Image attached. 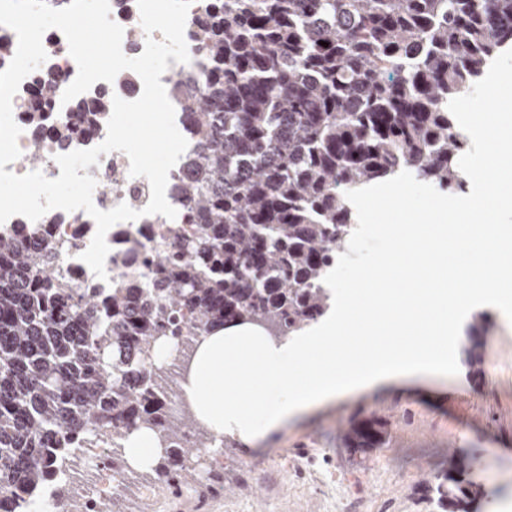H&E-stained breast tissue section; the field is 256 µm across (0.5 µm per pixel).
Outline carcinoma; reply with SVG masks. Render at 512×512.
<instances>
[{
	"instance_id": "obj_1",
	"label": "carcinoma",
	"mask_w": 512,
	"mask_h": 512,
	"mask_svg": "<svg viewBox=\"0 0 512 512\" xmlns=\"http://www.w3.org/2000/svg\"><path fill=\"white\" fill-rule=\"evenodd\" d=\"M198 24L205 63L178 87L197 128L178 189L191 223L164 227L148 283L96 288L63 272L62 247L0 230V512L66 496L56 471L77 439L121 472L123 438L151 429L152 479L195 475L213 437L174 410L194 345L240 322L291 337L326 313L355 229L345 192L403 170L464 189L447 104L512 48V0H211ZM82 113L88 133L106 123L107 94ZM488 332L484 314L466 330L475 373ZM385 434L354 418L342 440L364 457ZM434 478L439 512H481L464 460Z\"/></svg>"
}]
</instances>
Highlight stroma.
<instances>
[{
	"instance_id": "35a3bbf8",
	"label": "stroma",
	"mask_w": 512,
	"mask_h": 512,
	"mask_svg": "<svg viewBox=\"0 0 512 512\" xmlns=\"http://www.w3.org/2000/svg\"><path fill=\"white\" fill-rule=\"evenodd\" d=\"M486 312L480 379L463 369L344 396L257 444L227 440L206 481L168 487L136 476L117 512H437L420 484L452 453L490 494L491 512H512V322L495 307ZM371 415L386 422L385 443L350 456L343 430Z\"/></svg>"
}]
</instances>
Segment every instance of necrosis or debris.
I'll use <instances>...</instances> for the list:
<instances>
[{"label": "necrosis or debris", "mask_w": 512, "mask_h": 512, "mask_svg": "<svg viewBox=\"0 0 512 512\" xmlns=\"http://www.w3.org/2000/svg\"><path fill=\"white\" fill-rule=\"evenodd\" d=\"M205 5L206 0H193L189 8L185 41L190 61L186 64L170 63L161 77L165 87H172L177 80L187 78L193 68L202 65L204 61L199 51L197 20L203 14ZM110 17L124 29L122 50L125 55H140L149 36H146L140 24L137 0H110ZM42 43L47 59L22 81L13 98L12 111L16 124L22 130L18 139L21 152L39 148L43 155L39 169L46 177L54 179L60 175V168L55 161L57 155L99 145L105 139L107 129L102 126L92 135H85L75 112L77 102L65 103L57 96L41 100L32 95V87L43 78L55 80L64 89L74 81L78 72L77 64L69 53L67 40L60 30H47ZM37 108L42 110L46 126L52 127L58 125L60 120H67L65 133L36 136L28 115ZM129 165V159L124 153L114 151L99 155L97 164L88 169L89 175L97 180L93 202L98 209L107 211L125 203L142 213L137 220L115 224L106 234L110 251L105 260V270L112 283L145 273L146 261L156 246L154 229L165 221L164 216L144 214L143 209L150 199V185L146 178L130 176ZM7 224L21 236L26 235L29 228L35 225L45 229L51 240L69 242L70 247L62 256L64 268L78 280L95 281V274L80 259L96 231L95 221L86 212L53 209L35 223L16 215L9 218Z\"/></svg>", "instance_id": "4bbe7bcc"}]
</instances>
